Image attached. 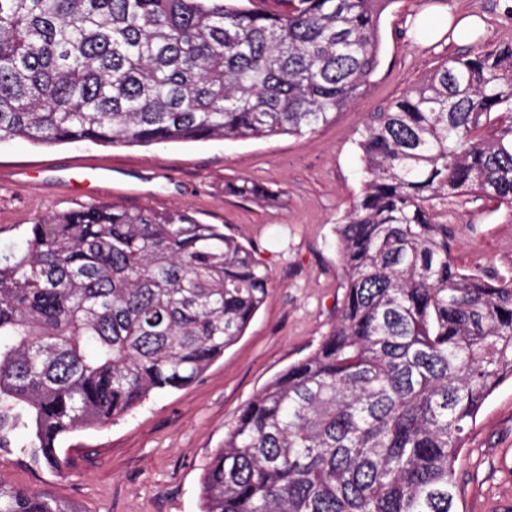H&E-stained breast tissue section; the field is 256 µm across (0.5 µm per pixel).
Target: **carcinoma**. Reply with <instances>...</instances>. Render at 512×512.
Instances as JSON below:
<instances>
[{
	"mask_svg": "<svg viewBox=\"0 0 512 512\" xmlns=\"http://www.w3.org/2000/svg\"><path fill=\"white\" fill-rule=\"evenodd\" d=\"M278 2L0 0V141L311 132L370 85L393 0ZM355 144L364 187L336 225V324L243 407L203 512H459L465 429L512 379V273L459 268L433 209L478 193L512 213V45L444 59ZM268 285L252 249L184 209L91 206L32 225L0 252V448L56 465L61 437L194 382ZM0 512L78 510L0 483Z\"/></svg>",
	"mask_w": 512,
	"mask_h": 512,
	"instance_id": "1",
	"label": "carcinoma"
}]
</instances>
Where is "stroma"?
<instances>
[{
  "mask_svg": "<svg viewBox=\"0 0 512 512\" xmlns=\"http://www.w3.org/2000/svg\"><path fill=\"white\" fill-rule=\"evenodd\" d=\"M475 16L472 42L422 35L429 14ZM380 64L370 89L334 121L303 135L112 147L0 142V250L33 224L84 206L185 209L254 250L267 297L244 336L193 384L152 396L128 415L58 442L60 466L0 450V483L46 491L80 512H200L213 453L242 408L314 350L342 305L336 223L363 188L354 133L446 57L512 44V0H392L380 14ZM104 181L86 189L84 175ZM262 197L227 191L231 182ZM451 255L463 270L512 269V213L477 194L448 202ZM460 512H512V380L489 396L455 464Z\"/></svg>",
  "mask_w": 512,
  "mask_h": 512,
  "instance_id": "obj_1",
  "label": "stroma"
}]
</instances>
